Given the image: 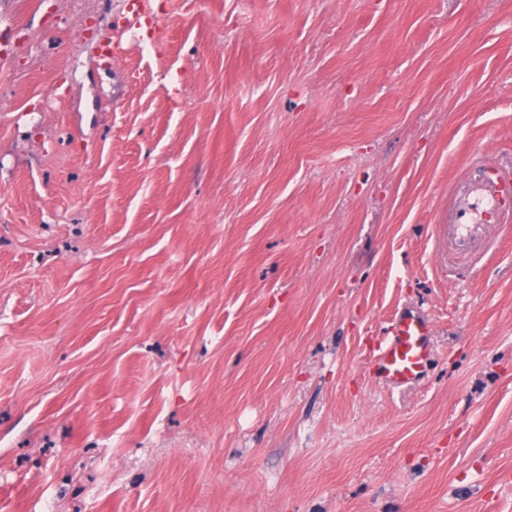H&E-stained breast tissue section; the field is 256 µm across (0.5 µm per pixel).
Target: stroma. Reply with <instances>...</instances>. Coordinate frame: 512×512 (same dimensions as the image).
I'll list each match as a JSON object with an SVG mask.
<instances>
[{"label": "stroma", "mask_w": 512, "mask_h": 512, "mask_svg": "<svg viewBox=\"0 0 512 512\" xmlns=\"http://www.w3.org/2000/svg\"><path fill=\"white\" fill-rule=\"evenodd\" d=\"M130 2L0 0V512H512V0ZM448 208V256L481 259L494 245L486 224L504 229L512 216V172L475 166ZM428 322L412 313L396 317L383 346L372 360V370L387 386L402 388L421 380L433 356Z\"/></svg>", "instance_id": "obj_1"}]
</instances>
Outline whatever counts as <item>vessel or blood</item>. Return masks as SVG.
Instances as JSON below:
<instances>
[{"label": "vessel or blood", "instance_id": "obj_1", "mask_svg": "<svg viewBox=\"0 0 512 512\" xmlns=\"http://www.w3.org/2000/svg\"><path fill=\"white\" fill-rule=\"evenodd\" d=\"M512 221V172L478 166L456 188L448 208V254L481 259L493 246L485 227ZM430 327L422 317H396L372 370L387 386L402 388L421 380L432 360Z\"/></svg>", "mask_w": 512, "mask_h": 512}]
</instances>
